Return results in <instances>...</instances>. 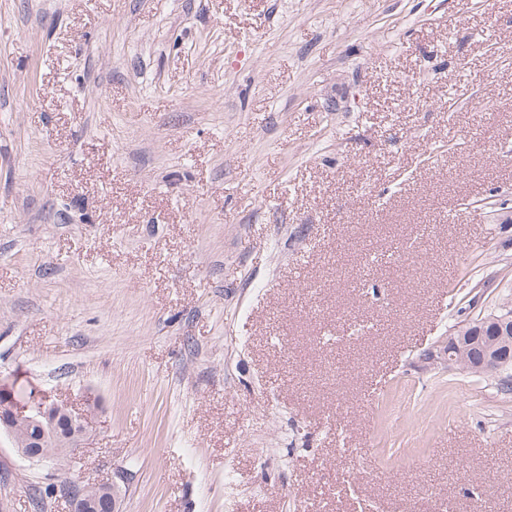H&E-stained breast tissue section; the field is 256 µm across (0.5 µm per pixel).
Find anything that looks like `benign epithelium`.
<instances>
[{"label":"benign epithelium","mask_w":512,"mask_h":512,"mask_svg":"<svg viewBox=\"0 0 512 512\" xmlns=\"http://www.w3.org/2000/svg\"><path fill=\"white\" fill-rule=\"evenodd\" d=\"M507 314L495 319L499 332L495 336H484L478 328H474L466 336L446 337L439 345L436 358L450 367H456L468 360V352L478 350L482 359L476 368L491 370L493 375H503L512 369V338L504 332V326L512 325ZM64 413L78 427L76 442L63 448H25L21 444L22 431L39 420L52 422V418ZM0 430L10 436L17 451L32 462L43 463L68 458L74 455L88 433V423L84 414L76 411L73 406L60 407L56 400L43 395L30 397L20 402L11 392L0 391ZM69 504V512H119V498L112 483H89L76 491L64 493Z\"/></svg>","instance_id":"7a95c632"}]
</instances>
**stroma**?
<instances>
[{"label": "stroma", "mask_w": 512, "mask_h": 512, "mask_svg": "<svg viewBox=\"0 0 512 512\" xmlns=\"http://www.w3.org/2000/svg\"><path fill=\"white\" fill-rule=\"evenodd\" d=\"M510 300L512 0H0V512H512ZM493 312L487 313L482 318H476L473 321L459 326V329L466 328L464 335H466L472 327L479 325L476 322L482 321L484 318L490 316ZM511 314L504 315L500 318H495L492 322L497 323L500 328L496 336H483L481 330L472 328L468 336H445L441 345H439L438 354L434 355L436 359L442 360L444 364H448V367H456L461 363H466L468 359V352L471 350H478L482 354L481 362L475 365L476 368L481 370H492L493 376L504 375L505 377L497 379L498 391L502 394H512V374L509 373L512 363V336H507L504 332V326L507 325L509 331H512ZM473 324L472 327L468 328L467 325ZM459 370H462L466 374H471L477 379H483L486 377L485 374L479 370H473L466 364H463ZM65 413L68 419L78 427L76 442L64 445L65 448H23L21 444L22 431L32 424H41L45 420L49 425L52 418ZM12 438L17 451L32 462L43 463L55 461L59 458H71L79 448L88 433V423L83 413L76 411L70 404L60 407L55 399L43 395L30 396L27 402H20L11 392L0 391V430ZM90 490H93V494L89 493ZM63 495L69 504V512L120 511L114 483H89Z\"/></svg>", "instance_id": "obj_1"}]
</instances>
